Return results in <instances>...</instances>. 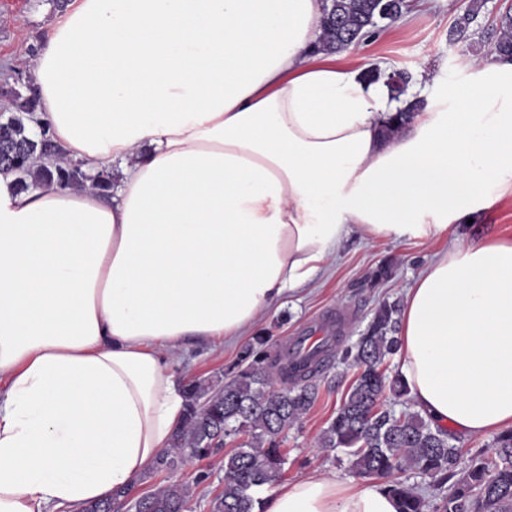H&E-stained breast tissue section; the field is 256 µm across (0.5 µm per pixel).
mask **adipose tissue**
I'll return each instance as SVG.
<instances>
[{
  "mask_svg": "<svg viewBox=\"0 0 512 512\" xmlns=\"http://www.w3.org/2000/svg\"><path fill=\"white\" fill-rule=\"evenodd\" d=\"M324 0H73L32 69L36 117L111 196L0 173V512L134 485L185 397L168 358L234 340L351 232L448 239L405 290L397 371L465 436L512 426V238L458 227L512 191V62L473 63L392 137L385 82L319 49ZM263 512H397L310 475Z\"/></svg>",
  "mask_w": 512,
  "mask_h": 512,
  "instance_id": "1",
  "label": "adipose tissue"
}]
</instances>
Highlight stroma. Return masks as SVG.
I'll return each instance as SVG.
<instances>
[{
    "label": "stroma",
    "mask_w": 512,
    "mask_h": 512,
    "mask_svg": "<svg viewBox=\"0 0 512 512\" xmlns=\"http://www.w3.org/2000/svg\"><path fill=\"white\" fill-rule=\"evenodd\" d=\"M72 0H0V115L11 111L15 95H28L33 60L55 18ZM468 0H411L398 21L382 24L371 37L346 53L347 61L381 71L402 70L412 83L426 81L428 91L451 89L467 72L471 60L489 58L491 33L504 11L503 0H486L469 29L456 32L454 22ZM474 238L512 235V194L502 196L468 226ZM448 246L447 241L413 238L372 241L351 234L328 269L303 290L289 296L283 308L267 316L255 334L224 344H191L172 350L170 360L179 378H206L230 372L243 348L255 335L268 334L275 347L294 336L337 337V350L356 342L378 307L403 302V290ZM356 370L338 358L327 360L316 378L318 395L302 422L289 429L282 446L287 453L284 481L304 475H351L345 449L322 448L319 437L334 417ZM223 453L186 462L180 477L193 485L190 512H210L209 504L221 490ZM204 482H197L198 474Z\"/></svg>",
    "instance_id": "1"
}]
</instances>
